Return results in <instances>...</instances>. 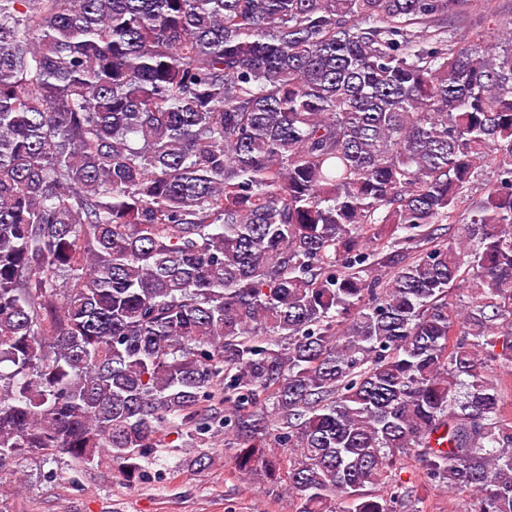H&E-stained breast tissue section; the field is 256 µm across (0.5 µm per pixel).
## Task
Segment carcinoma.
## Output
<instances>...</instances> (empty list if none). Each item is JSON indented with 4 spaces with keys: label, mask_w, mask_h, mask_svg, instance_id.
Segmentation results:
<instances>
[{
    "label": "carcinoma",
    "mask_w": 512,
    "mask_h": 512,
    "mask_svg": "<svg viewBox=\"0 0 512 512\" xmlns=\"http://www.w3.org/2000/svg\"><path fill=\"white\" fill-rule=\"evenodd\" d=\"M482 6L0 0V470L131 482L220 427L243 474L288 449L299 512H420L411 454L512 512V19L459 37ZM401 462L402 465L393 472V478L405 482L408 486L421 484L423 475L418 459L411 455L407 458L405 457Z\"/></svg>",
    "instance_id": "carcinoma-1"
}]
</instances>
